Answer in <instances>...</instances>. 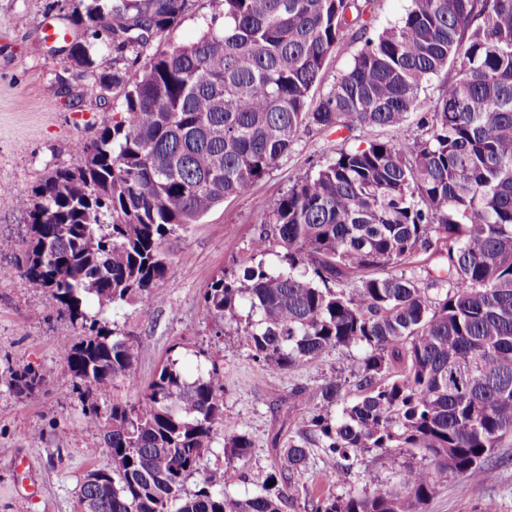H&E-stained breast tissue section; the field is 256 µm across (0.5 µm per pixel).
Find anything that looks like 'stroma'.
Listing matches in <instances>:
<instances>
[{"mask_svg":"<svg viewBox=\"0 0 512 512\" xmlns=\"http://www.w3.org/2000/svg\"><path fill=\"white\" fill-rule=\"evenodd\" d=\"M71 9V0H0V186L24 194L69 166L75 147L95 139L107 116L122 111L123 87H103L58 46L39 54L32 50L42 28L63 23ZM222 11L220 0H191L178 25L122 51L113 49L106 34L94 36L79 27L72 34L94 41L99 70L129 75L157 49L196 40ZM386 135L383 129L302 132L269 175L166 241L169 270L155 287L161 304L144 309L134 303L115 311L89 301V313L102 325L136 342L129 374L102 385L80 382L69 371L61 346L78 342L86 331L59 312L49 294L34 291L16 272L27 217L0 208V267L9 271L0 278V512H82L79 495L86 473L112 467L102 431L85 425V407L95 406L109 417L113 404L137 401L169 362L190 380L218 368L224 381L218 433L243 434L252 442L243 457L225 454L220 443L205 452L199 473L186 482L190 493L215 473L223 475L231 494L260 492L275 447H287L299 430L295 420L285 417L289 403L303 402L313 387L334 376L346 379L350 399H357L355 373L362 350L342 349L294 370L270 373L240 344L235 324L215 333L204 310V293L218 274L235 273L247 261L251 239L269 222V206L298 179L317 172L337 151L362 148ZM30 368L42 375L43 383L18 392L15 379ZM22 459L38 487L23 509L15 468ZM490 463L496 469L492 481L449 475L422 512H484L489 503L496 512H512V446L496 449ZM395 481L379 451L364 453L360 463L337 477L326 469L322 449L314 447L307 470L291 482L294 505L287 512H312L314 500L345 498Z\"/></svg>","mask_w":512,"mask_h":512,"instance_id":"35a3bbf8","label":"stroma"}]
</instances>
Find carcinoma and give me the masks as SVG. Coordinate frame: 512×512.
<instances>
[{
    "label": "carcinoma",
    "instance_id": "cac0c4a2",
    "mask_svg": "<svg viewBox=\"0 0 512 512\" xmlns=\"http://www.w3.org/2000/svg\"><path fill=\"white\" fill-rule=\"evenodd\" d=\"M189 0H75L66 19L106 33L119 50L178 24ZM224 23L195 42L158 49L125 78L96 72V50L77 40L71 62L102 85L125 84L124 116L105 121L70 167L5 207L25 213L17 267L29 286L90 334L61 346L74 377H125L129 336L89 319L85 300L155 306L169 265L165 241L226 198L276 169L300 132L389 129L390 138L340 150L297 180L251 243L250 261L204 294L216 332L250 302L240 342L283 373L339 349L360 348L358 400L346 382L313 388L297 438L277 454L252 495L187 479L217 441L224 384L216 369L186 382L163 366L133 404L95 408L112 455L105 483L83 482L95 512H283L286 476L302 473L308 448L324 449L331 473L376 449L398 485L317 500L315 512H421L448 473L489 481L494 450L512 445V0H411L401 20L371 31L374 0H223ZM363 41L352 65L312 104L329 53ZM443 76L422 109L419 92ZM416 121L419 137L401 130ZM286 270L266 266L271 245ZM444 255L446 287L429 294L408 266L421 252ZM353 284L346 290L342 285ZM20 391L43 382L35 370ZM343 406L334 418L332 409ZM244 456L251 441L224 437ZM425 465L401 468L403 454Z\"/></svg>",
    "mask_w": 512,
    "mask_h": 512
}]
</instances>
